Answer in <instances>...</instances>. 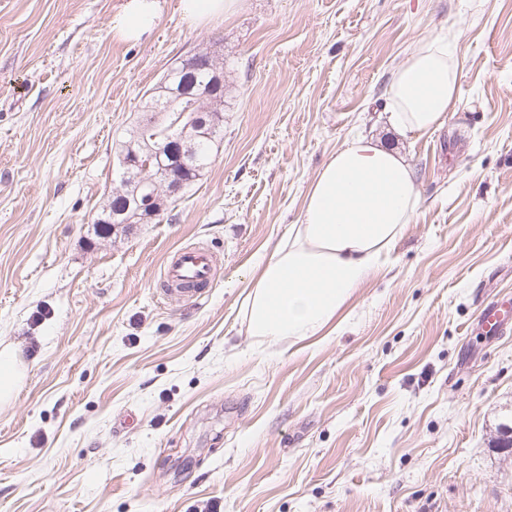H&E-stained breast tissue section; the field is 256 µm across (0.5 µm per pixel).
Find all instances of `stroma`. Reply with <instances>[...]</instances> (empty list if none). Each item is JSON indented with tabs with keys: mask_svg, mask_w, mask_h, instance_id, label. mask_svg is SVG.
Listing matches in <instances>:
<instances>
[{
	"mask_svg": "<svg viewBox=\"0 0 512 512\" xmlns=\"http://www.w3.org/2000/svg\"><path fill=\"white\" fill-rule=\"evenodd\" d=\"M0 0V512H512V0H245L192 24L158 0ZM448 39L458 104L401 135L388 81ZM219 44L215 160L149 224L102 235L145 93ZM362 133L416 173L410 224L336 324L263 343L243 299L320 167ZM222 266L200 303L160 290L175 249ZM157 16L155 0H128L123 12L112 23L119 39H137L151 29ZM16 354L9 350L0 351V401L12 397L20 375Z\"/></svg>",
	"mask_w": 512,
	"mask_h": 512,
	"instance_id": "35a3bbf8",
	"label": "stroma"
}]
</instances>
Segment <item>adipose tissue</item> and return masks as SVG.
I'll return each instance as SVG.
<instances>
[{
	"label": "adipose tissue",
	"instance_id": "adipose-tissue-1",
	"mask_svg": "<svg viewBox=\"0 0 512 512\" xmlns=\"http://www.w3.org/2000/svg\"><path fill=\"white\" fill-rule=\"evenodd\" d=\"M155 0H127L112 29L139 38ZM459 69L446 40L419 43L392 75L387 119L403 134L435 129L458 102ZM420 204L405 158L376 139L353 136L331 154L303 202L300 223L262 258L245 298L250 335L303 340L328 326L396 243Z\"/></svg>",
	"mask_w": 512,
	"mask_h": 512
}]
</instances>
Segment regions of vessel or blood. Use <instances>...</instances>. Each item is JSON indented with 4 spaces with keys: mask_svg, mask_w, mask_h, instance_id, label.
<instances>
[{
    "mask_svg": "<svg viewBox=\"0 0 512 512\" xmlns=\"http://www.w3.org/2000/svg\"><path fill=\"white\" fill-rule=\"evenodd\" d=\"M213 255L201 247H182L171 252L162 270L165 291L170 295H183L187 300H198L202 288L211 284L216 274Z\"/></svg>",
    "mask_w": 512,
    "mask_h": 512,
    "instance_id": "vessel-or-blood-1",
    "label": "vessel or blood"
}]
</instances>
